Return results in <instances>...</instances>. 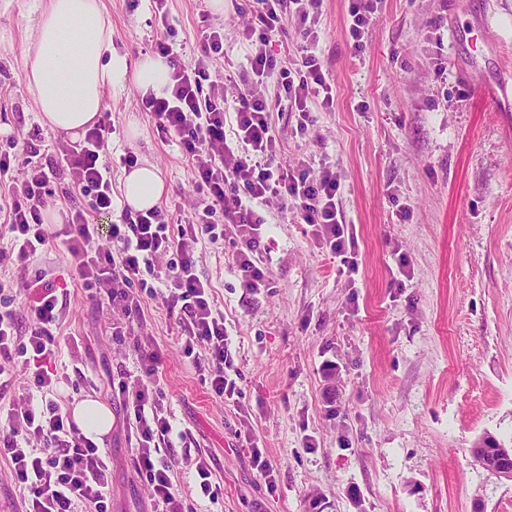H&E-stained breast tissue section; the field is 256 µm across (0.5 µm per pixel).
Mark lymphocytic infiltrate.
<instances>
[{
	"label": "lymphocytic infiltrate",
	"mask_w": 512,
	"mask_h": 512,
	"mask_svg": "<svg viewBox=\"0 0 512 512\" xmlns=\"http://www.w3.org/2000/svg\"><path fill=\"white\" fill-rule=\"evenodd\" d=\"M256 25L244 27L239 41L248 47L246 70L235 95L210 79L212 55L224 51L223 29L202 23L201 52L179 62L173 43L156 41L152 51L167 59L173 82L166 97L146 95L149 112L162 134L177 138L204 195V206L179 230H172V212L164 206L145 211L115 212L112 166L103 152L113 128L100 121L84 137L48 162L34 161V144H19L14 135L0 149V267L15 279H0V396L17 373L45 395L42 407L31 401L0 406V461L23 491L22 512H109L112 464L107 452L89 440L63 411L54 396L65 378L53 368L56 331L62 308L56 288L42 270L30 267L37 253L63 245L88 299L106 303L112 312V333L122 335L127 323L140 317L143 297L154 294L146 275L153 261L166 257V302L176 309L183 330L181 349L194 364L210 366V387L216 397L239 393L233 377L234 358L224 331V312L209 282L196 272L199 245L223 242L232 233L233 262L241 288L254 292L268 287L269 273L261 259L266 219L264 207L291 209L298 223L309 225L316 239L342 267L357 271L356 238L339 208L340 178L334 165L318 170L292 168L278 157L273 115L293 112L297 131L313 124L312 103L334 106L333 88L315 49L322 0H254ZM301 21L299 39L288 69H277L269 49L272 36L282 32L289 15ZM280 92H272V81ZM233 133H226L227 121ZM67 177L84 204L70 209L58 234L47 224L48 185ZM118 213L109 226L89 223L87 211ZM112 245L103 249L101 237ZM36 289L27 310V328H20L13 305L18 288ZM139 374L121 375L109 388L135 430L138 474L151 490L153 512H199L200 501L215 500L221 489L209 463L197 459L195 494L176 488L168 467L157 465L160 443L169 441L173 427L158 386L160 357L150 343H136Z\"/></svg>",
	"instance_id": "obj_1"
}]
</instances>
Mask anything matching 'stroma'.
<instances>
[{
    "label": "stroma",
    "mask_w": 512,
    "mask_h": 512,
    "mask_svg": "<svg viewBox=\"0 0 512 512\" xmlns=\"http://www.w3.org/2000/svg\"><path fill=\"white\" fill-rule=\"evenodd\" d=\"M115 46L130 62L155 41L200 45L201 12L232 45L254 19L251 0H104ZM349 0H323L317 53L336 90L307 134L273 115L279 158L334 164L359 270L339 272L309 225L277 206L261 260L267 288L248 292L231 243L199 247L231 339L242 395L217 398L180 350L183 331L161 298L124 340L85 298L64 247L38 254L63 302L56 399L92 397L112 409L103 445L112 462L110 512H150L135 440L108 381L138 367L145 340L162 356L160 384L184 438L161 446L182 493L206 458L222 493L204 512H512V481L472 456L493 435L512 446V130L495 96L512 76V0H381L361 52L346 32ZM34 0H0V133L30 140L39 114L25 85ZM444 72H437V65ZM115 130L107 156L155 164L177 222L203 199L178 142L158 135L141 94L106 97ZM275 469L267 487L249 450Z\"/></svg>",
    "instance_id": "1"
}]
</instances>
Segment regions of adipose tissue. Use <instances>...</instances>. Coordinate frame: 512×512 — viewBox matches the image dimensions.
<instances>
[{
  "label": "adipose tissue",
  "instance_id": "adipose-tissue-1",
  "mask_svg": "<svg viewBox=\"0 0 512 512\" xmlns=\"http://www.w3.org/2000/svg\"><path fill=\"white\" fill-rule=\"evenodd\" d=\"M26 53L27 88L41 121L71 135L99 119L105 95L129 87L142 94H167L170 68L163 58L147 56L130 64L112 44V26L103 0H38ZM164 190L158 168L150 163L125 173L123 197L132 210L157 205ZM72 417L84 435L103 443L112 429V411L99 400L76 404Z\"/></svg>",
  "mask_w": 512,
  "mask_h": 512
}]
</instances>
